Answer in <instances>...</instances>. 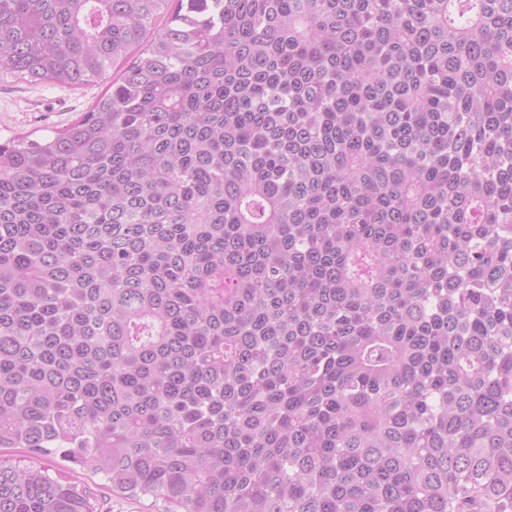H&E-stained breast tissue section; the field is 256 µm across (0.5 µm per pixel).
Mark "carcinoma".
<instances>
[{
    "label": "carcinoma",
    "instance_id": "carcinoma-1",
    "mask_svg": "<svg viewBox=\"0 0 512 512\" xmlns=\"http://www.w3.org/2000/svg\"><path fill=\"white\" fill-rule=\"evenodd\" d=\"M0 512H512V0H0ZM94 84L80 88H62L52 84L31 86L2 77L0 80V138L14 133L38 130L49 134L85 112L93 99L104 92L112 81V71ZM51 473L56 475L60 472L67 480L72 482L88 483L94 490L98 504V512H147V507L138 502L113 495L101 485H94L93 482L81 474L69 468V463L63 462L60 458L49 461Z\"/></svg>",
    "mask_w": 512,
    "mask_h": 512
}]
</instances>
